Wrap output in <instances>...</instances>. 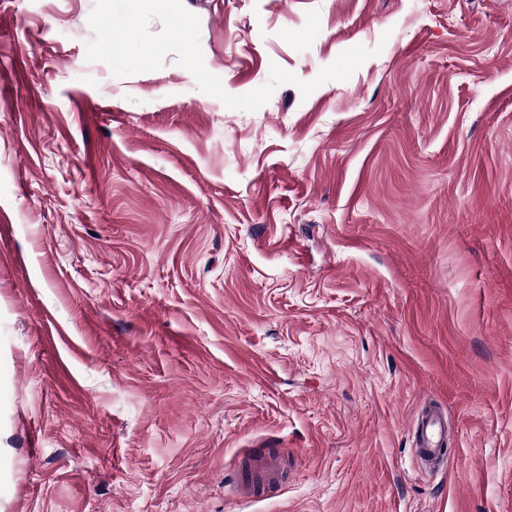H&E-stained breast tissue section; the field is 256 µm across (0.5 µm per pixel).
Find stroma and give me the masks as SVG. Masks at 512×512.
I'll return each mask as SVG.
<instances>
[{
  "instance_id": "obj_1",
  "label": "stroma",
  "mask_w": 512,
  "mask_h": 512,
  "mask_svg": "<svg viewBox=\"0 0 512 512\" xmlns=\"http://www.w3.org/2000/svg\"><path fill=\"white\" fill-rule=\"evenodd\" d=\"M94 3L0 0V512H512V0H183L232 95L380 47L252 113ZM416 448H413L419 462L433 463L446 458L445 439L448 437V422L435 409H428L416 424ZM247 464L250 469L248 482L235 487V494L240 500L254 502L259 499V490L281 487L284 466L278 456L265 454L249 456Z\"/></svg>"
}]
</instances>
